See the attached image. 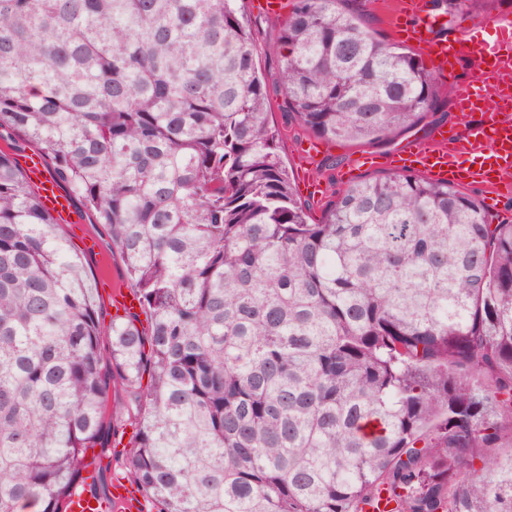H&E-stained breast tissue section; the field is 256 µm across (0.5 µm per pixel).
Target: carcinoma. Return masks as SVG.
I'll list each match as a JSON object with an SVG mask.
<instances>
[{
	"label": "carcinoma",
	"instance_id": "cac0c4a2",
	"mask_svg": "<svg viewBox=\"0 0 512 512\" xmlns=\"http://www.w3.org/2000/svg\"><path fill=\"white\" fill-rule=\"evenodd\" d=\"M237 2L0 0V131L107 225L148 323L102 339L0 151V512L105 494L126 421L152 512H512V221L405 173L313 220ZM347 2L294 0L279 87L304 134L387 143L437 84Z\"/></svg>",
	"mask_w": 512,
	"mask_h": 512
}]
</instances>
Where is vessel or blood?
Here are the masks:
<instances>
[{
  "mask_svg": "<svg viewBox=\"0 0 512 512\" xmlns=\"http://www.w3.org/2000/svg\"><path fill=\"white\" fill-rule=\"evenodd\" d=\"M388 15L400 38L431 60L440 82L453 79L456 66L467 59L473 74L456 86V107L466 122L463 131L438 128L430 138L383 159V166L480 187L489 206H497L500 198L512 194V184L504 180L512 173V117H503L498 108L512 100V18H497V36L490 41L475 31L447 35L445 15L432 13L429 0H394ZM24 172L59 223H80L71 197L51 177L40 153L25 156ZM109 497L114 512H141L143 507L138 492L126 484L113 485Z\"/></svg>",
  "mask_w": 512,
  "mask_h": 512,
  "instance_id": "vessel-or-blood-1",
  "label": "vessel or blood"
}]
</instances>
